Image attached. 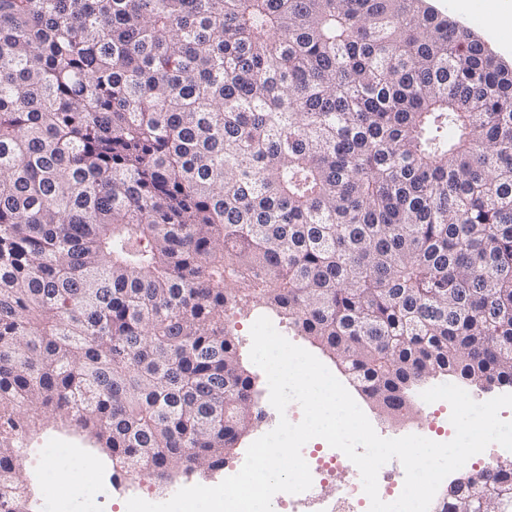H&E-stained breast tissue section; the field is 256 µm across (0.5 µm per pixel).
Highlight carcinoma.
Instances as JSON below:
<instances>
[{
	"mask_svg": "<svg viewBox=\"0 0 512 512\" xmlns=\"http://www.w3.org/2000/svg\"><path fill=\"white\" fill-rule=\"evenodd\" d=\"M425 2L0 0V512L22 407L222 468L251 302L386 412L512 387V63ZM447 504L512 512V467Z\"/></svg>",
	"mask_w": 512,
	"mask_h": 512,
	"instance_id": "1",
	"label": "carcinoma"
}]
</instances>
